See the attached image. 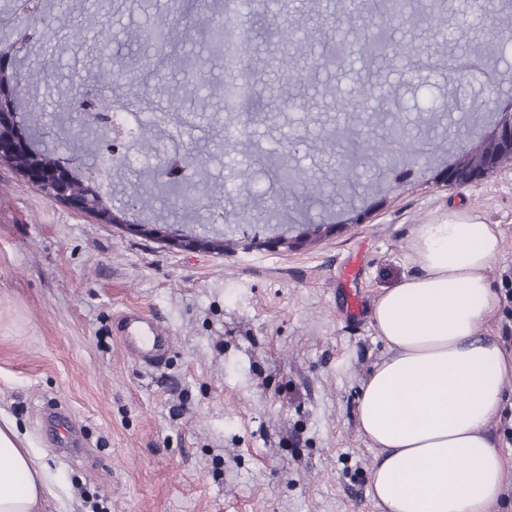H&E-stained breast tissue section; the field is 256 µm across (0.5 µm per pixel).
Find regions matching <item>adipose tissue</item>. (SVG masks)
Listing matches in <instances>:
<instances>
[{
	"label": "adipose tissue",
	"mask_w": 512,
	"mask_h": 512,
	"mask_svg": "<svg viewBox=\"0 0 512 512\" xmlns=\"http://www.w3.org/2000/svg\"><path fill=\"white\" fill-rule=\"evenodd\" d=\"M502 247L497 225L465 210L417 225L411 272L383 289L372 323L387 355L356 408L378 448L371 495L379 512H487L502 480L489 433L512 353L482 325L497 306L487 271ZM50 486L13 420L0 417V512H41Z\"/></svg>",
	"instance_id": "ef3b65f1"
}]
</instances>
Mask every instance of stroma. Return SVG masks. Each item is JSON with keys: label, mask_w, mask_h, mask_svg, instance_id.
Wrapping results in <instances>:
<instances>
[{"label": "stroma", "mask_w": 512, "mask_h": 512, "mask_svg": "<svg viewBox=\"0 0 512 512\" xmlns=\"http://www.w3.org/2000/svg\"><path fill=\"white\" fill-rule=\"evenodd\" d=\"M350 0H261L238 8L265 33L249 60L257 96L272 103L282 82L267 61L285 54L306 68L335 42L339 13L363 23ZM486 19L458 30L462 14ZM98 12L107 39L81 26ZM167 13L173 26L167 55L204 65V86L188 98L185 69L161 68L147 80L141 111L168 113L147 128L146 164L115 168L98 135L72 121L67 136L107 196L147 190L156 213L194 232L209 228L201 208H184L153 174L164 164L170 132L203 156L208 191L224 195L223 252L178 249L48 199L0 164V413L13 419L49 476L44 512H378L371 496L377 451L361 434L356 408L374 362L386 353L370 311L382 289L410 267V235L450 210L466 208L498 225L502 249L488 276L499 303L486 333L512 351V163L477 183L446 182L443 172L460 143L490 128L489 114L512 106V85L458 79L451 60L495 59L512 72V43L497 29L512 15L498 0H446L433 8L408 0L396 42L416 46L403 70L363 54L310 75L300 110L246 118L225 108L224 59L201 35L182 36L197 22L186 0H71L55 36L34 40L22 62L46 146L64 113L55 82L96 86L104 68L151 61L156 48L141 32ZM294 30L286 43L279 31ZM54 56L47 80L37 59ZM362 95L369 112H340L339 98ZM478 105L482 114L468 108ZM393 109L415 137L438 141L407 166L370 157L368 144ZM348 127L354 148L336 143ZM239 138L226 154L228 135ZM303 172L323 193L283 195L268 166ZM355 188L332 189L351 171ZM266 236L304 237L292 251L255 247L253 225ZM362 304L350 316V295ZM139 309L156 316L173 339L161 367L135 362L112 331L118 315ZM489 432L504 459L498 498L489 512H512V379Z\"/></svg>", "instance_id": "35a3bbf8"}]
</instances>
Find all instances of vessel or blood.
<instances>
[{
  "instance_id": "1",
  "label": "vessel or blood",
  "mask_w": 512,
  "mask_h": 512,
  "mask_svg": "<svg viewBox=\"0 0 512 512\" xmlns=\"http://www.w3.org/2000/svg\"><path fill=\"white\" fill-rule=\"evenodd\" d=\"M116 333L123 349L139 364L161 366L171 348L172 338L162 328L157 318L138 310L122 314L116 325Z\"/></svg>"
}]
</instances>
